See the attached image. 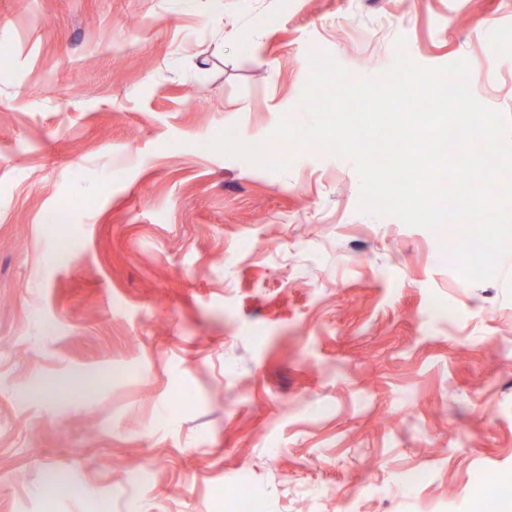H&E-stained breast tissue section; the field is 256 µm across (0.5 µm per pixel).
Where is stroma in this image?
Here are the masks:
<instances>
[{
    "label": "stroma",
    "mask_w": 512,
    "mask_h": 512,
    "mask_svg": "<svg viewBox=\"0 0 512 512\" xmlns=\"http://www.w3.org/2000/svg\"><path fill=\"white\" fill-rule=\"evenodd\" d=\"M223 2L0 0V512H481L512 281L270 134L310 51L373 76L400 36L512 122V0Z\"/></svg>",
    "instance_id": "35a3bbf8"
}]
</instances>
